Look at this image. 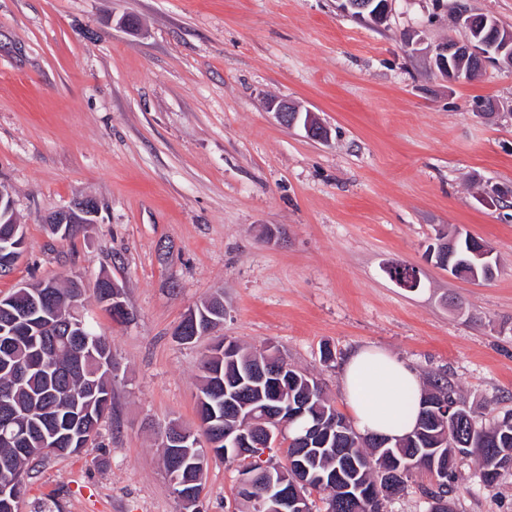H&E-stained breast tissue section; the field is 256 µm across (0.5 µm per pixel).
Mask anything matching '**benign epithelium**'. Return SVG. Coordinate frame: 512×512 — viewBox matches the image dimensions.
Returning <instances> with one entry per match:
<instances>
[{
	"mask_svg": "<svg viewBox=\"0 0 512 512\" xmlns=\"http://www.w3.org/2000/svg\"><path fill=\"white\" fill-rule=\"evenodd\" d=\"M339 2L341 11L357 18L367 15L381 23L387 21L392 5V0H339ZM462 53L476 56L485 65L494 61L496 57L503 56L508 59L512 57V29L499 27L498 40L492 45L475 43L467 37L461 41L450 39L441 42L431 50L438 70L450 79L460 77V73L453 71L448 66V57ZM268 107L282 125L288 128L299 125L304 128L308 137L314 140L324 141L328 138V128L316 113L304 112L299 106L278 98L270 99ZM94 212V202L83 199L74 203L73 207L49 217L46 223L57 225V231L67 235L80 225L89 223ZM0 223L15 225L12 235L0 243V262L6 266H12L22 254L25 232L24 226L18 223L15 216L10 192L2 188H0ZM455 243L456 237L450 236L446 232L441 233L436 245L430 247L429 255L438 256L447 251L451 253L455 248ZM472 255L474 262L470 263L471 270L467 272V278L476 281L480 279L477 267L480 266L484 269L489 267L492 251L490 247L483 246L473 250ZM286 370L287 365L272 357L259 359L256 363L243 369L240 382H245L250 387L259 388L267 380L282 376ZM224 408L236 413V424L225 427L224 437L208 443L207 447L217 448L222 445L224 454L230 453L241 459L249 455L253 448H275L282 444L289 446L294 443V440L289 437L287 423L280 420V417L288 412V408L281 405L279 399L275 398L273 403L265 405L264 415L260 418L256 416L254 410H248L247 414H242L243 410H247V406L241 407L231 399L224 400ZM160 446L195 448L198 443L195 440V433L172 423L160 433ZM280 486L281 482L277 480L272 469L265 470L264 482L260 484L257 482L253 468L242 466L238 470L235 493L240 499L248 497L266 502L271 500L275 503L286 496L291 512H305L306 507L303 506V503L306 502V499L303 491L309 487L308 478H295L286 495L279 492Z\"/></svg>",
	"mask_w": 512,
	"mask_h": 512,
	"instance_id": "7a95c632",
	"label": "benign epithelium"
}]
</instances>
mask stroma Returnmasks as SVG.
<instances>
[{
    "instance_id": "stroma-1",
    "label": "stroma",
    "mask_w": 512,
    "mask_h": 512,
    "mask_svg": "<svg viewBox=\"0 0 512 512\" xmlns=\"http://www.w3.org/2000/svg\"><path fill=\"white\" fill-rule=\"evenodd\" d=\"M454 3L395 0L378 26L337 0H0V186L26 231L0 297L79 278L114 361L97 442L48 455L19 512H188L153 429H197L201 354L227 336L278 346L342 412L341 368L372 346L447 374L479 421L512 413V207L480 198L512 186V68L435 73L428 47L462 35ZM272 97L328 141L280 124ZM82 198L93 223L59 240L48 217ZM458 227L493 248L494 279L430 260ZM404 264L419 287L390 277ZM103 277L129 322L97 302ZM213 296L223 325L178 342ZM238 468L208 456L199 512H234ZM476 471L459 463L454 512H512V472L487 488ZM269 109L274 112L278 121L289 128L302 126L308 137L318 141H325L329 131L315 112H303L299 106L286 100L271 98L268 102Z\"/></svg>"
}]
</instances>
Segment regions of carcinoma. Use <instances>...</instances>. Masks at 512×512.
I'll list each match as a JSON object with an SVG mask.
<instances>
[{
  "label": "carcinoma",
  "instance_id": "cac0c4a2",
  "mask_svg": "<svg viewBox=\"0 0 512 512\" xmlns=\"http://www.w3.org/2000/svg\"><path fill=\"white\" fill-rule=\"evenodd\" d=\"M479 244L473 236H460L451 264L467 266L471 250ZM73 292L69 282L44 296L36 283L0 301V325L9 324L8 331L12 332L10 336L0 334V422L12 419L27 429L20 442L0 439V512H19L20 500L10 497L12 488L26 484L43 458L52 453L44 442V432L59 428L66 434L84 436L79 444L67 437L58 443L69 448L68 454L78 455L99 436L103 414L112 413V342L80 314L83 301H72ZM260 353L262 350L250 351L233 339L207 350L200 360L198 408L202 421H212L218 430L224 426V386L233 385L243 362ZM270 391L288 402H307L305 417L289 424L291 437L301 436L306 424L317 419L325 420L329 429L324 434L328 450L320 452L311 472L329 477L339 471L342 478L307 489V512L316 506L312 499L315 494L320 496L323 512H379L376 499L363 497L356 489L366 486L373 490L386 474L398 490H404L415 470L398 463L421 448L440 449L438 483L420 489L430 502L448 500V482L461 456L474 454L479 458V481L486 487L494 486L502 473L512 471V423L498 418L473 436L471 421L475 415L471 409L464 408L454 421L445 418L442 405L459 400L445 374L429 379L430 397L422 402L417 439L406 437L387 446L381 438L355 433L314 376L291 368L273 384L263 386L261 392L243 390L241 400L255 407L264 403L260 394ZM345 448L353 449L357 466L346 460ZM162 459L168 472L179 460L182 470L203 474L205 455L200 446L164 448Z\"/></svg>",
  "mask_w": 512,
  "mask_h": 512
}]
</instances>
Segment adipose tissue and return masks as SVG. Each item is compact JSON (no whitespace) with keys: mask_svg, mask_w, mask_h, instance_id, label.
<instances>
[{"mask_svg":"<svg viewBox=\"0 0 512 512\" xmlns=\"http://www.w3.org/2000/svg\"><path fill=\"white\" fill-rule=\"evenodd\" d=\"M342 388L361 434L401 438L414 429L422 385L389 352L375 347L355 351L343 366Z\"/></svg>","mask_w":512,"mask_h":512,"instance_id":"1","label":"adipose tissue"}]
</instances>
